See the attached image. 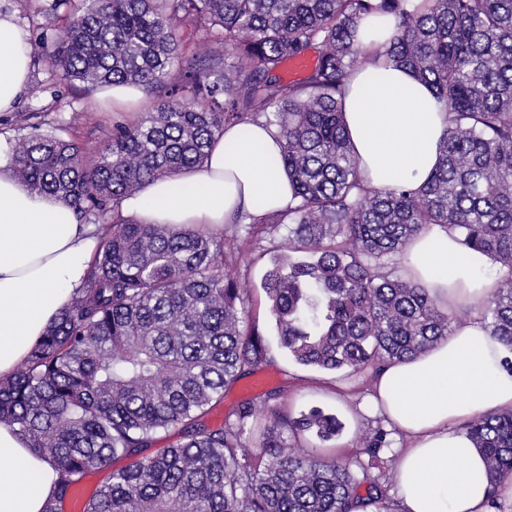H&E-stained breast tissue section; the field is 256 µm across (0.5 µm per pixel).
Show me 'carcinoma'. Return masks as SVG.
<instances>
[{
  "label": "carcinoma",
  "instance_id": "carcinoma-1",
  "mask_svg": "<svg viewBox=\"0 0 512 512\" xmlns=\"http://www.w3.org/2000/svg\"><path fill=\"white\" fill-rule=\"evenodd\" d=\"M64 35L43 56L67 82L135 85L149 92L178 67L184 95L112 125L92 150L66 127L17 136L11 168L28 190L93 218L98 247L83 287L13 376L0 379V424L18 431L56 474L43 512H63L72 489L118 457L131 460L83 512H391L387 486L362 461L316 458L284 431L336 436V416L270 409L259 447L256 414L204 418L241 377L268 363L264 338L242 329L230 242L257 224L284 227L263 290L280 345L297 363L362 374L411 360L454 331L461 316L392 270L432 224L458 231L504 274L483 303L491 334L512 354V0H55ZM390 16L386 63L432 86L448 113L439 163L416 191L367 188L346 136L350 72L376 61L357 41L365 15ZM193 23L203 57L177 31ZM316 53L300 82L278 71ZM259 119L277 129L274 164L294 203L237 213L224 231L138 224L123 199L148 181L203 165L224 126ZM495 502L512 478V413L474 420ZM178 440L154 448L158 435ZM355 447L375 462L390 447L381 427Z\"/></svg>",
  "mask_w": 512,
  "mask_h": 512
}]
</instances>
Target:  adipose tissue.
Instances as JSON below:
<instances>
[{
	"label": "adipose tissue",
	"instance_id": "obj_1",
	"mask_svg": "<svg viewBox=\"0 0 512 512\" xmlns=\"http://www.w3.org/2000/svg\"><path fill=\"white\" fill-rule=\"evenodd\" d=\"M34 45L13 13L0 10V112L29 81ZM345 131L368 187L419 188L439 160L447 114L427 84L381 64L359 67L343 101ZM273 127L227 128L204 166L147 182L121 214L142 224L223 226L236 211L285 209L293 194ZM98 244L97 227L74 210L29 191L0 151V378L13 374L82 287ZM400 273L427 288L442 309H469L462 325L416 358L384 363L367 400L398 433L393 468L398 512H490L482 451L469 421L512 411V368L479 310L500 273L455 231L434 225L400 259ZM55 473L0 424V512H42Z\"/></svg>",
	"mask_w": 512,
	"mask_h": 512
}]
</instances>
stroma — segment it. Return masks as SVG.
<instances>
[{
  "instance_id": "obj_1",
  "label": "stroma",
  "mask_w": 512,
  "mask_h": 512,
  "mask_svg": "<svg viewBox=\"0 0 512 512\" xmlns=\"http://www.w3.org/2000/svg\"><path fill=\"white\" fill-rule=\"evenodd\" d=\"M53 0H6L19 24L25 28L35 46L31 63V83L41 85L39 97L23 94L15 111L0 112V135L13 141L22 126L33 123L41 116L53 121L63 119L70 123L69 138L88 146L105 144L114 121L122 117L147 111L152 97L137 91L130 100L117 102L102 93L101 87L80 83L68 84L59 75L49 73L41 57L45 48L53 46L62 34V16L54 14ZM281 242L280 236L265 240L263 248L239 242L243 259L237 270L239 285L243 290L247 310L246 325L249 330L265 337L270 349V361L259 369L262 386H254L252 377H245L224 394V400L214 407L207 417L210 425L224 422L234 407L242 401H251L256 408L257 423L249 436L251 445H258L261 434L269 424L265 399L269 392L280 394L282 414L298 416L300 412L317 407L325 412L343 415L345 410L356 409L362 404L372 379L371 373L361 374L355 388H348L347 372L320 370L298 364L278 346L277 330L271 318L262 282L271 258L269 252Z\"/></svg>"
}]
</instances>
